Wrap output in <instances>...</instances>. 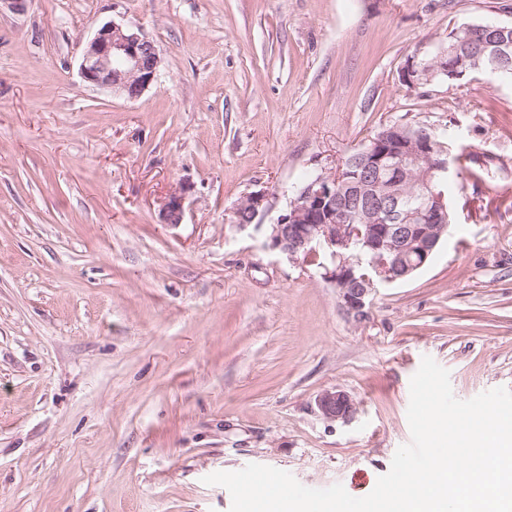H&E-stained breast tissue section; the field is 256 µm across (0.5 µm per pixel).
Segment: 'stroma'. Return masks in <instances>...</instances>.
<instances>
[{"label": "stroma", "instance_id": "stroma-1", "mask_svg": "<svg viewBox=\"0 0 512 512\" xmlns=\"http://www.w3.org/2000/svg\"><path fill=\"white\" fill-rule=\"evenodd\" d=\"M155 41L134 100L79 73L106 22ZM512 0H32L0 9V512H229L251 463L367 496L411 439L423 356L512 390V80L407 92L408 58ZM447 131L454 222L347 316L318 257L270 251L289 190L385 125ZM189 186L182 224L160 210ZM266 190L262 226L240 199ZM358 404L326 421L322 391ZM268 193L265 190L254 191L244 196L237 204L234 217V223L240 229L252 225L260 216H264L268 211Z\"/></svg>", "mask_w": 512, "mask_h": 512}]
</instances>
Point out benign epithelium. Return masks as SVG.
<instances>
[{"instance_id":"benign-epithelium-1","label":"benign epithelium","mask_w":512,"mask_h":512,"mask_svg":"<svg viewBox=\"0 0 512 512\" xmlns=\"http://www.w3.org/2000/svg\"><path fill=\"white\" fill-rule=\"evenodd\" d=\"M465 62L461 57L450 66L441 55L434 65L421 69L413 57L400 80L413 91L438 76H458ZM160 65L153 40L112 21L88 41L79 70L86 82L135 99L157 80ZM389 136L392 143L387 147L364 153L363 176L352 178L340 166L320 172L269 225L268 248L290 260L320 248L329 253L332 267L325 268L324 276L336 288L346 314L355 318L365 316L376 289V282L358 273L363 255L370 257L380 282L392 283L422 268L449 228L444 194L434 184L449 173L448 160L438 158L436 133L429 128L410 137L396 125L381 139ZM188 191L181 188L167 197L161 223H182ZM267 211L268 193L251 192L237 204L234 223L244 229ZM316 405L329 422L348 423L357 413L355 400L336 389L323 391Z\"/></svg>"}]
</instances>
